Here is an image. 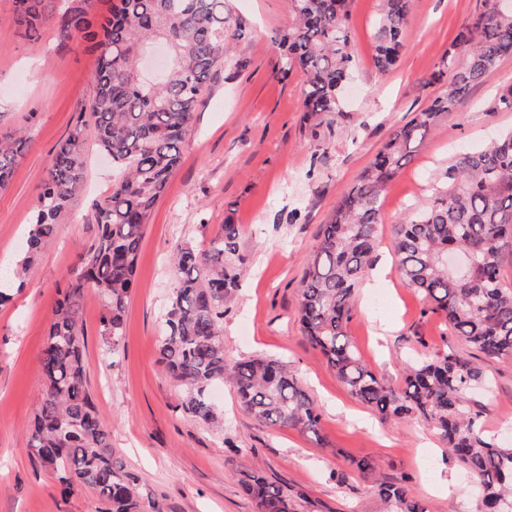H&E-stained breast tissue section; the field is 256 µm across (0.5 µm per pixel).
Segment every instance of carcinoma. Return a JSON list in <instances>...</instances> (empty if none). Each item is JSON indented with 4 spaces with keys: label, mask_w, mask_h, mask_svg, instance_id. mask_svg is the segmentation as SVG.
Returning <instances> with one entry per match:
<instances>
[{
    "label": "carcinoma",
    "mask_w": 512,
    "mask_h": 512,
    "mask_svg": "<svg viewBox=\"0 0 512 512\" xmlns=\"http://www.w3.org/2000/svg\"><path fill=\"white\" fill-rule=\"evenodd\" d=\"M347 0H290L292 25L275 32L282 48V72L306 75L309 117L341 111V86L354 70ZM91 0H13L12 22L19 34L35 38L46 26L61 42L84 40L97 56L91 81L92 124L80 118L55 151L40 185L21 245L22 260L0 268V305L13 285L56 232L62 215L84 182L89 139L112 159V188L94 205L96 238L80 253L52 311L40 354L41 387L29 427L26 453L52 471L65 496L94 492L101 512H145L139 475L117 465L111 434L103 424L87 381L84 289L101 300V335L110 352L124 338L125 312L135 284L140 242L158 200L174 175L199 97L229 52L224 0H116L103 21L91 17ZM409 23V0H383L377 21L374 62L388 70L399 60ZM163 38L172 49L165 79L151 87L137 78L139 52ZM463 62L442 59L433 80L452 71L448 93L432 100L397 127L355 186L324 225L318 247L308 256L299 298L303 336L326 358L338 380L384 419L423 418L446 443L454 461L480 487L476 512H499L512 504V446L483 436L481 411L469 393L484 384L481 369L453 350L419 355L403 385H387L365 365L345 326L350 301L373 264L377 224L386 185L410 161L459 98L498 62L512 56V10L494 0L455 36ZM30 139L18 130L0 138V189L25 156ZM452 186L396 225L393 247L404 284L424 297L467 345L485 357L512 360V289L504 286L502 250L512 238V131L477 152H463L448 167ZM239 226L225 223L199 251L174 249L177 286L162 319L159 353L173 381L184 391L182 408L196 422L222 426L211 388L229 381L244 407L268 427L293 428L319 442L321 413L287 366L273 358L233 362L224 354V305L239 287L235 254ZM468 255L467 265L450 270L448 249ZM352 474L373 478L377 464L350 460ZM241 492L258 512H298V495L261 471L245 472ZM377 494L383 512H427L405 480L382 481Z\"/></svg>",
    "instance_id": "cac0c4a2"
}]
</instances>
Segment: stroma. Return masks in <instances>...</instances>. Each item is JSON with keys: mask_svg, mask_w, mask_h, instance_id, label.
Masks as SVG:
<instances>
[{"mask_svg": "<svg viewBox=\"0 0 512 512\" xmlns=\"http://www.w3.org/2000/svg\"><path fill=\"white\" fill-rule=\"evenodd\" d=\"M381 0H348L356 61L342 112L314 125L305 114L306 78L281 73L272 35L292 22L288 0H226L230 51L196 107L180 164L154 208L139 250L137 287L126 309L125 337L111 354L99 334L101 305L86 289L82 319L88 379L112 435L115 461L142 479L145 503L163 512H257L238 486L259 469L303 493L311 512H379L377 481L405 477L428 512H472L475 493L445 444L421 417L385 420L338 381L301 332L299 290L306 259L324 224L392 131L447 92L432 82L456 33L484 0H411L403 58L374 64V21ZM12 0H0V134L18 129L31 146L0 190V265L19 258L34 202L57 144L90 110L95 53L60 44L54 28L38 39L17 33ZM512 86V57L462 96L384 192L374 269L351 301L346 331L361 359L384 382L401 386L415 354L455 350L480 364L490 397L473 394L486 435L512 444V361L487 360L407 288L392 248L394 228L412 208L448 187L455 154L484 148L512 130V112L494 111ZM112 186V162L96 146L86 157L81 196L31 266L11 302L0 306V512H98L87 490L61 497L54 478L26 455L27 428L40 389V351L51 312L79 254L95 240V201ZM238 224L240 286L225 305L227 360L275 357L319 406L322 440L257 422L231 385L216 391L224 430L191 420L182 394L159 362V316L177 275L176 245L206 249L224 222ZM373 459L376 480L354 477L350 459Z\"/></svg>", "mask_w": 512, "mask_h": 512, "instance_id": "1", "label": "stroma"}]
</instances>
